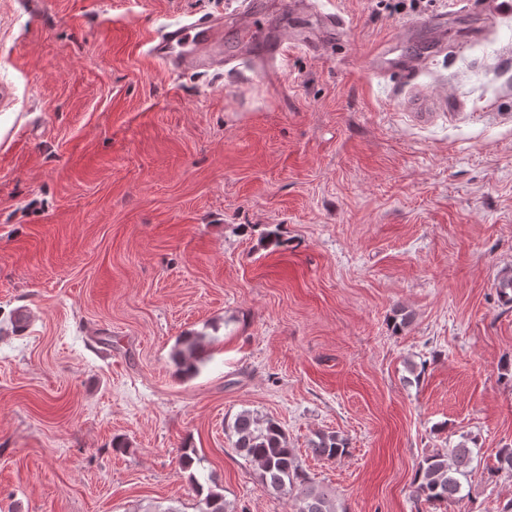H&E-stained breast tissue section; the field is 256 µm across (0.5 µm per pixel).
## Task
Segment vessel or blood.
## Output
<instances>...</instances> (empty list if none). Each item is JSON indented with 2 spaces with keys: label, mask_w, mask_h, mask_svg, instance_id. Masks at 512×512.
Returning <instances> with one entry per match:
<instances>
[{
  "label": "vessel or blood",
  "mask_w": 512,
  "mask_h": 512,
  "mask_svg": "<svg viewBox=\"0 0 512 512\" xmlns=\"http://www.w3.org/2000/svg\"><path fill=\"white\" fill-rule=\"evenodd\" d=\"M224 40L223 14H206L159 28L146 44V54L158 64L181 71H223L228 61L210 55Z\"/></svg>",
  "instance_id": "obj_1"
}]
</instances>
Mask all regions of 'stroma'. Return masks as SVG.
Segmentation results:
<instances>
[{"label": "stroma", "instance_id": "stroma-1", "mask_svg": "<svg viewBox=\"0 0 512 512\" xmlns=\"http://www.w3.org/2000/svg\"><path fill=\"white\" fill-rule=\"evenodd\" d=\"M253 2L215 74L142 44L237 0H0V512H199L187 447L231 512H295L235 452L243 410L343 512H433L415 471L462 442L449 512L512 499V12ZM331 432L348 454L314 458ZM200 352L201 338L187 336L179 341L173 358L186 374H192L197 370V362L201 359Z\"/></svg>", "mask_w": 512, "mask_h": 512}]
</instances>
